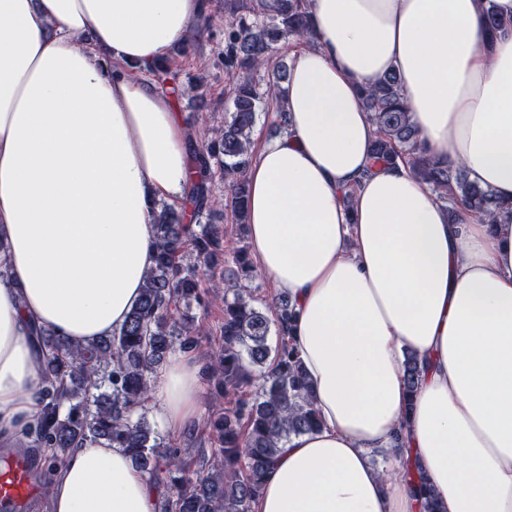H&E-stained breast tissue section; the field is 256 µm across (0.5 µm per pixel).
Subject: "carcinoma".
<instances>
[{"label":"carcinoma","mask_w":512,"mask_h":512,"mask_svg":"<svg viewBox=\"0 0 512 512\" xmlns=\"http://www.w3.org/2000/svg\"><path fill=\"white\" fill-rule=\"evenodd\" d=\"M485 28L493 35L512 27V17L497 13L485 0ZM310 30L307 0H224V69L233 76L226 91L232 110L224 127L201 143L188 146L193 179L184 208L167 206L152 220L157 244L154 266L145 278L138 302L122 329L84 345L32 329L39 352L42 409L23 431L30 449H48L37 478L50 485L71 451L82 446L123 448L151 486L162 490L160 512H252L263 477L280 446L290 437L317 429L311 388L302 363L284 337L293 320L285 296L272 298L277 309L276 348L268 344L270 319L255 305L256 272L246 248L224 259V347L216 352L208 375L224 393L241 392L255 380L249 366H262L275 355L273 367L261 374L254 397L241 398L224 414L209 421L210 454L186 460L141 419L137 409L152 398L153 373L175 351L195 350L189 311L202 303L198 263L224 254V240L203 216L224 208L237 224L247 223L246 171L254 160L251 131L259 107L274 105L275 124L285 129L286 110L281 82L288 67L270 64L276 46ZM378 136L372 142L373 165L406 164L453 213L467 211L498 223L512 205L471 182L461 165L429 158L421 148L410 113L400 94V78L389 72L360 89ZM222 174L227 194L214 189L212 174ZM409 392H415L420 367L409 354L403 363ZM404 469L414 482L424 512H438L437 497L428 480L403 452Z\"/></svg>","instance_id":"cac0c4a2"}]
</instances>
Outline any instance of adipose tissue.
<instances>
[{"instance_id":"ef3b65f1","label":"adipose tissue","mask_w":512,"mask_h":512,"mask_svg":"<svg viewBox=\"0 0 512 512\" xmlns=\"http://www.w3.org/2000/svg\"><path fill=\"white\" fill-rule=\"evenodd\" d=\"M284 134L247 171L256 272L288 296V342L322 424L285 442L253 512H512V221L447 204L404 167L370 169L360 88L394 71L426 153L512 201V29L479 0H308ZM207 0H0V444L41 410L36 325L120 331L153 266L152 215L182 202L191 133L132 75L187 42ZM352 200H345V193ZM421 377L408 394L402 365ZM201 370L171 354L157 416L196 420ZM387 461L372 464L370 454ZM53 512H158L121 448L72 451ZM405 449V448H402ZM403 460L405 466L403 467L408 476L414 482L417 493L421 499V505L424 512H438L437 497L429 484L428 480L422 475L419 468L412 461L411 450L405 449L403 452Z\"/></svg>"}]
</instances>
